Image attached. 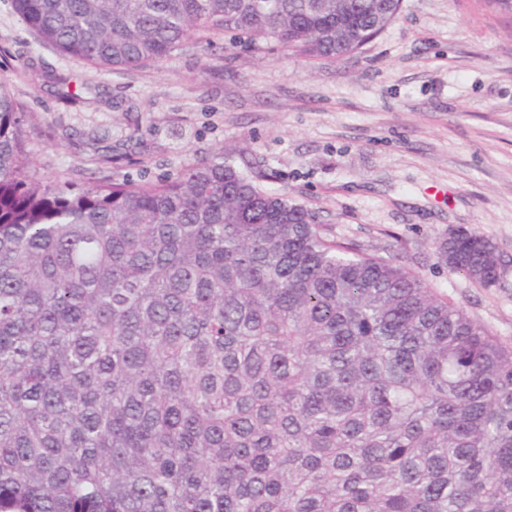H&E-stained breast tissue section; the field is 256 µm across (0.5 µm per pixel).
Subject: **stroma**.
I'll use <instances>...</instances> for the list:
<instances>
[{"instance_id":"1","label":"stroma","mask_w":512,"mask_h":512,"mask_svg":"<svg viewBox=\"0 0 512 512\" xmlns=\"http://www.w3.org/2000/svg\"><path fill=\"white\" fill-rule=\"evenodd\" d=\"M1 78L43 180L155 182L223 157L327 238L412 266L512 347V9L495 0H402L339 62L195 33L131 71L39 44L0 0ZM456 230L496 246L495 286L449 270L438 245Z\"/></svg>"}]
</instances>
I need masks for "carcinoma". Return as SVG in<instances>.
<instances>
[{"mask_svg": "<svg viewBox=\"0 0 512 512\" xmlns=\"http://www.w3.org/2000/svg\"><path fill=\"white\" fill-rule=\"evenodd\" d=\"M100 69L194 31L341 61L401 0H13ZM0 80V512H512V348L224 161L49 184ZM489 288L496 247L453 231Z\"/></svg>", "mask_w": 512, "mask_h": 512, "instance_id": "carcinoma-1", "label": "carcinoma"}]
</instances>
